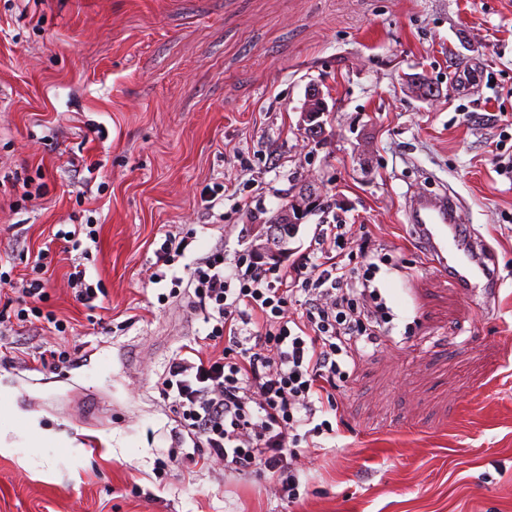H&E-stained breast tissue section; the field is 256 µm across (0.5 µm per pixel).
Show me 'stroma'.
<instances>
[{"label": "stroma", "instance_id": "35a3bbf8", "mask_svg": "<svg viewBox=\"0 0 512 512\" xmlns=\"http://www.w3.org/2000/svg\"><path fill=\"white\" fill-rule=\"evenodd\" d=\"M313 83L320 145L300 126ZM510 154L512 0H0V512H512ZM306 187L319 204L292 253L334 216L362 225L395 319L336 436L301 441L292 503L183 439L160 382L209 329L172 276L233 265ZM443 191L488 250L492 295L454 288L406 222L413 195ZM86 223L90 254L54 241ZM172 235L192 243L153 282ZM45 248L61 332L16 317ZM48 349L63 360L42 364ZM69 279L75 285L74 288H77V295L79 301L82 302L83 305H87L89 307H95L92 303L98 298L97 290L104 296L102 292V288L98 287L93 288L91 284L86 281V270L81 269L79 266H75L73 271L69 274Z\"/></svg>", "mask_w": 512, "mask_h": 512}]
</instances>
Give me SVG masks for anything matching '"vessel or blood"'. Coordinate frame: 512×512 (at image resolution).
Segmentation results:
<instances>
[{
	"label": "vessel or blood",
	"instance_id": "1",
	"mask_svg": "<svg viewBox=\"0 0 512 512\" xmlns=\"http://www.w3.org/2000/svg\"><path fill=\"white\" fill-rule=\"evenodd\" d=\"M460 211L448 193L420 194L408 209V221L434 266L454 272V287L468 292L493 288L483 246L467 232Z\"/></svg>",
	"mask_w": 512,
	"mask_h": 512
}]
</instances>
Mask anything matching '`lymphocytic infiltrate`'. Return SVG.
<instances>
[{"instance_id":"lymphocytic-infiltrate-1","label":"lymphocytic infiltrate","mask_w":512,"mask_h":512,"mask_svg":"<svg viewBox=\"0 0 512 512\" xmlns=\"http://www.w3.org/2000/svg\"><path fill=\"white\" fill-rule=\"evenodd\" d=\"M355 235L340 218L321 225L314 248L289 265L253 250L229 274L218 253L187 270L214 348L174 358L162 395L194 447L223 460L226 472L269 473L292 502L295 487L283 474L299 427L333 434L325 415L337 411L351 364L393 320L374 283L387 257L363 242L362 263L352 266L345 247ZM294 302L302 312L287 316Z\"/></svg>"}]
</instances>
